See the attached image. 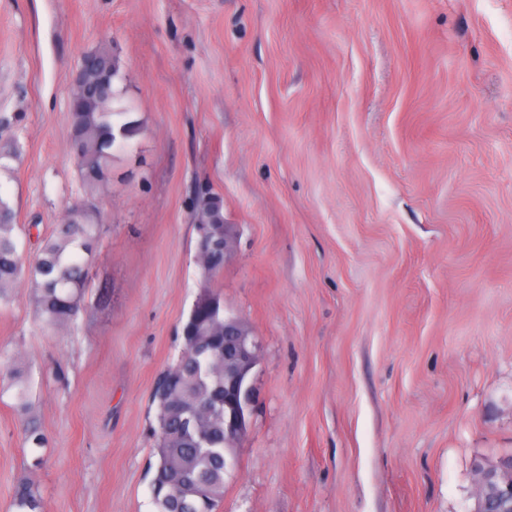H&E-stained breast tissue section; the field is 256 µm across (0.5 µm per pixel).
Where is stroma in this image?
Listing matches in <instances>:
<instances>
[{
    "instance_id": "obj_1",
    "label": "stroma",
    "mask_w": 512,
    "mask_h": 512,
    "mask_svg": "<svg viewBox=\"0 0 512 512\" xmlns=\"http://www.w3.org/2000/svg\"><path fill=\"white\" fill-rule=\"evenodd\" d=\"M108 47L142 125L96 195L84 309L0 308L47 445L0 390V512H156L152 393L202 288L260 346L217 512H476L512 456V0H0L17 224L83 196L72 73ZM232 251L195 264V191ZM224 204L220 196L211 192L209 188H199L195 195L193 217L196 224H199L201 236L195 252V263L206 280L216 278L224 268V261L230 253L231 246L227 235L224 232ZM220 233L224 235V244L218 241L212 243L213 247H219L224 251L212 255L203 265L200 261V254L203 246L210 237ZM25 444L29 445L31 450V465L34 467L39 466L43 459V454L40 452V450L46 447V439L35 421L29 422L26 427ZM13 506L16 512H44L41 495L27 482L17 485Z\"/></svg>"
}]
</instances>
